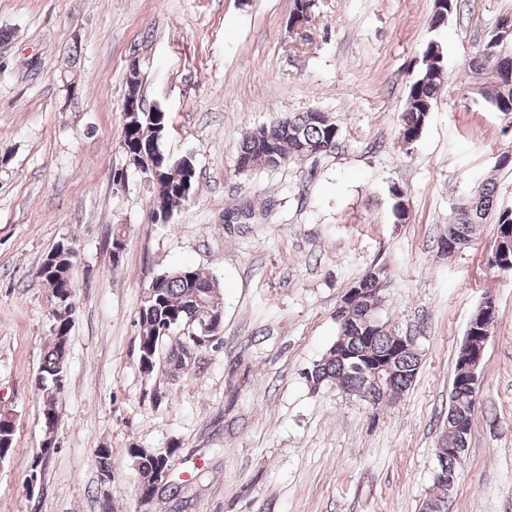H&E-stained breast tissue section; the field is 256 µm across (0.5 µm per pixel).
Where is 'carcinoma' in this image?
Wrapping results in <instances>:
<instances>
[{"mask_svg": "<svg viewBox=\"0 0 512 512\" xmlns=\"http://www.w3.org/2000/svg\"><path fill=\"white\" fill-rule=\"evenodd\" d=\"M512 35L505 39L487 40L480 49L479 60H471L472 72L481 74L491 70L495 75L494 89L484 97L500 112L506 129H512V87L502 84L498 66L500 57L511 56ZM445 82L442 54L430 43L424 52L423 67L417 78L411 82L408 105L398 120L397 138L401 144L412 145L422 134L440 87ZM172 129L170 113L129 112L124 118L123 152L125 158L135 157L142 166L148 167L145 176L151 178L152 197H160L167 203V217L183 204L194 199L182 191L183 165L193 163L192 156L173 157L163 148V142ZM340 129L334 120L324 112H292L276 118L271 124L262 126L246 135L238 151V170L252 168L261 163L277 166L293 159H307L330 152L339 144ZM497 183L483 181L472 194L455 208L448 222L452 234L440 237V242L470 243L476 227L487 223L495 216L496 234L493 246L497 251H508L512 256V208L501 209L497 205ZM77 252L72 250L60 261L55 271H39V276L48 285L51 305H56L62 295L76 296V286L71 269ZM384 277V270L373 269L355 282L359 288L367 289L362 299L347 303L336 310L338 333L336 341L346 343L345 356L336 355V346H331L321 359L312 364L306 378L313 389L324 385L344 387L349 392L377 398L381 392L405 391L416 378L422 364L421 355L414 352L392 356V336L379 317L381 301L372 299V288L376 278ZM51 342L43 356L36 378L35 387L41 391L44 412L43 420L50 421V427L57 426V400L64 390L69 356V334L72 326L59 312L50 313ZM224 312L219 281L208 272L194 267H181L156 276L144 288L137 313L139 334V367L142 373H153L160 350L166 345V338L180 329L187 333L204 335L203 328L210 329V335L221 334ZM186 348L182 355H165V363L172 376L190 371L196 364L197 349L192 339L185 338ZM368 356L374 360L393 359V373L382 389L370 391V382L358 362ZM477 399L461 384V367L455 365V374L449 396L447 431L436 452L437 468L432 484L425 494L420 512H448V482L440 479L441 473H457L461 459L448 455V445L456 438L455 424H461L471 431L476 412ZM15 425L11 420H0V452L9 455L13 450ZM174 443L166 448H131L133 459L140 475L138 493L154 499L163 492L177 496L182 491L179 483L167 482L159 485L157 471L169 466L170 459L177 452ZM95 464L103 482L112 479V451L101 448L95 454Z\"/></svg>", "mask_w": 512, "mask_h": 512, "instance_id": "obj_1", "label": "carcinoma"}]
</instances>
